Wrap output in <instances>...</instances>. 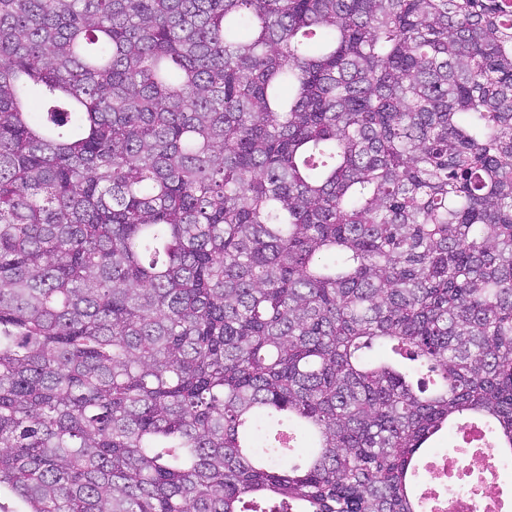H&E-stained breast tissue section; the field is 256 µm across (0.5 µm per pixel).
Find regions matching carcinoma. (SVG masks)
<instances>
[{
  "label": "carcinoma",
  "mask_w": 512,
  "mask_h": 512,
  "mask_svg": "<svg viewBox=\"0 0 512 512\" xmlns=\"http://www.w3.org/2000/svg\"><path fill=\"white\" fill-rule=\"evenodd\" d=\"M465 418L512 0H0V512H425Z\"/></svg>",
  "instance_id": "1"
}]
</instances>
